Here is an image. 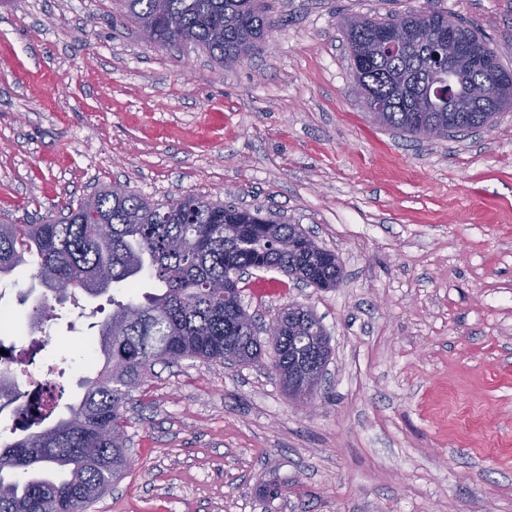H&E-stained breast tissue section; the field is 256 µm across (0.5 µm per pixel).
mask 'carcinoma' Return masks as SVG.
Here are the masks:
<instances>
[{
	"mask_svg": "<svg viewBox=\"0 0 512 512\" xmlns=\"http://www.w3.org/2000/svg\"><path fill=\"white\" fill-rule=\"evenodd\" d=\"M125 17L155 47H199L222 66L261 48L276 26L266 0H122ZM446 15L415 10L343 21L351 69L373 120L414 138L467 135L484 124L485 108L512 109V71L489 43L463 26L459 38L474 57L460 70L440 64L430 37ZM497 83L503 97L492 102L484 88ZM298 224L261 210L183 194L155 203L114 185L40 224L0 217V279L28 263L47 292L71 285L97 297L123 284V300L98 325L101 367L83 381L68 414L38 432L0 444V512H87L128 468L124 405L130 392L158 362L184 358L224 363L262 359L253 325L242 320L236 292L224 279L239 268L276 269L333 288L342 277L336 254L318 255ZM154 290L137 292L140 282ZM282 331L270 337L274 370L288 382L312 355L329 360L331 348L320 321L303 307L282 313Z\"/></svg>",
	"mask_w": 512,
	"mask_h": 512,
	"instance_id": "carcinoma-1",
	"label": "carcinoma"
}]
</instances>
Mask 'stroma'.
<instances>
[{
	"mask_svg": "<svg viewBox=\"0 0 512 512\" xmlns=\"http://www.w3.org/2000/svg\"><path fill=\"white\" fill-rule=\"evenodd\" d=\"M236 69L157 49L116 0L0 4V212L32 220L115 184L262 208L336 252L315 288L250 271L259 326L313 310L317 408L271 367L156 363L126 404L132 466L88 512H512V111L415 141L372 122L339 21L429 7L512 68V0H271ZM47 324L31 371L62 403L107 297Z\"/></svg>",
	"mask_w": 512,
	"mask_h": 512,
	"instance_id": "obj_1",
	"label": "stroma"
}]
</instances>
